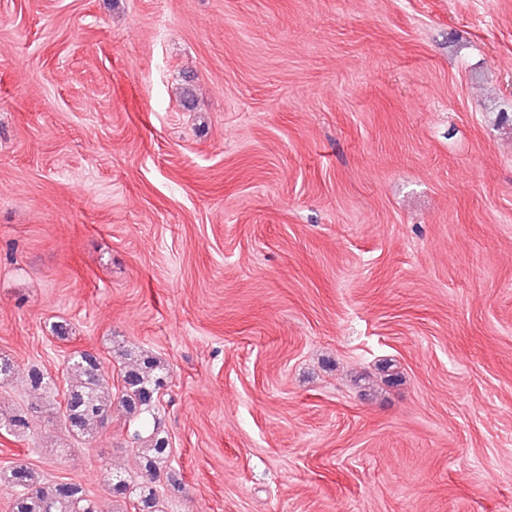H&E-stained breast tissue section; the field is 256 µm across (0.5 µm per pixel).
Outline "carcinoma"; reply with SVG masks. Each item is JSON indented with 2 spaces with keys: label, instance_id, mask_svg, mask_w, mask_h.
<instances>
[{
  "label": "carcinoma",
  "instance_id": "1",
  "mask_svg": "<svg viewBox=\"0 0 512 512\" xmlns=\"http://www.w3.org/2000/svg\"><path fill=\"white\" fill-rule=\"evenodd\" d=\"M123 356L122 389L117 399L128 415L130 438L137 444L140 479L133 492L131 480L120 472L106 473L105 481L112 495L132 496L134 512H163L160 482L169 468L171 446L168 436L156 427V420L168 372L147 353L128 350ZM65 375L66 390L56 406V418L71 438L89 442L112 416V384L102 362L91 360L82 351L70 354ZM26 381L38 396L58 393L56 380L39 366L27 370ZM30 427L29 414L23 410L0 416V430L15 437L28 436ZM0 482L11 490L10 512H100L82 484L70 480L46 485L22 463L12 466L6 477L0 476Z\"/></svg>",
  "mask_w": 512,
  "mask_h": 512
}]
</instances>
